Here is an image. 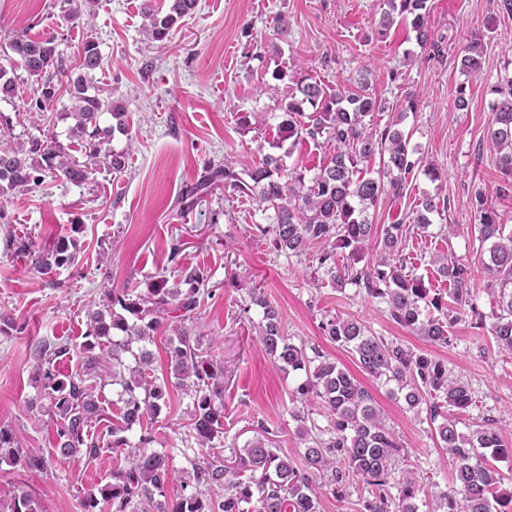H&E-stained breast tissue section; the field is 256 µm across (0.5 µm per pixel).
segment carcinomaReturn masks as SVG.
Returning a JSON list of instances; mask_svg holds the SVG:
<instances>
[{
	"label": "carcinoma",
	"instance_id": "cac0c4a2",
	"mask_svg": "<svg viewBox=\"0 0 512 512\" xmlns=\"http://www.w3.org/2000/svg\"><path fill=\"white\" fill-rule=\"evenodd\" d=\"M428 3L385 0L378 36L387 35L396 22H406L420 48L444 56L442 46L431 39ZM195 6L196 0H169L163 11L154 8L152 0H143L148 38L164 41ZM8 48L28 74L43 79L35 107L29 111L32 123L48 120L50 106L62 95L69 96L73 106L68 115L74 120L69 135L81 141L85 160L62 152L46 138L33 137L13 146L1 143L0 191L27 190L48 178L80 185L88 180L96 159L103 160L113 173H123L129 150L118 151L110 144L117 134L132 140L130 125L125 108L102 97L101 89L93 85L94 72L102 64L95 38L83 40L78 63L71 69L57 50L53 34L32 38L17 33ZM486 50L485 39L468 40L460 56L461 70L479 74ZM17 88L16 77L1 66L0 96L12 97ZM486 94L493 97L487 146L495 151V165L502 175L499 194L507 196L512 191V72L488 84ZM277 107L282 111L281 121L262 161L241 170L228 161L210 168L183 197L187 205H194L222 183L230 195L273 210L272 223L258 224L256 230L271 237L276 250L299 256L320 248L316 261L332 284L351 283L364 289L367 296L387 304L392 321L433 345H448L449 329L468 311L477 324H483L484 315L471 305V264L451 254L435 259L436 277L448 283L446 295L432 292L424 277L406 266L407 243L415 231L428 228L434 216L446 211L447 199L425 192L408 221L380 226L371 219L370 212L387 198L406 194L408 179L416 169L424 168L433 183L442 179L437 167L423 161L419 147L412 143L413 132L401 126L404 115L383 127L366 122L390 105L370 90L364 78L347 90L305 77L296 83V92L277 101ZM105 113L112 116V124L102 127L100 117ZM306 139L322 141L331 154L309 185L304 174L284 165V158ZM376 158L379 167L369 169ZM472 195L480 242L489 244L479 252L478 262L489 277L488 290L498 293L492 335L499 348L512 354V233L504 235L502 214L487 203L481 188H473ZM374 242L379 254L357 267ZM5 247L28 254L40 274H50L76 258L75 243L65 239L37 248L9 233ZM180 276L184 290L170 289L164 281L136 296L128 289L105 290L99 309L88 314L79 364L62 379L54 373L53 363L68 355L70 346L49 340L36 346L34 379L42 388L44 411L56 427L58 452L92 460L107 448L119 458L112 480L83 501L84 512H318L315 480L322 475L328 477L327 487L339 496L347 486L362 484L363 512H419L415 499L420 487L409 473L394 476L393 465L402 447L384 423L372 393L347 369L318 352L310 357L303 345L291 342L278 309L259 296L254 299L263 309L259 342L282 371L303 375L293 400L325 408L331 418L329 436L313 433L305 426V416L295 410L292 417L300 422L298 434L304 441L301 467L273 450L269 430L262 423L257 424L256 437L244 453L231 462L209 449L224 430V363L185 326L209 295L201 288L203 275L185 269ZM423 301L438 315L423 317ZM171 316L176 324L166 348L170 377L164 379L153 373L147 345ZM323 329L332 342L351 353L364 373L394 385L392 394L403 399L408 409L426 405L441 447L456 460L455 489L434 493L437 507L431 512H512V492L503 488L506 477L494 465L512 457V445H507L490 419L462 432L449 417L448 408L465 410L472 405L468 383L454 377L443 360L374 336L355 320L336 316ZM105 376L120 387L122 402L112 419V442L106 444L90 434L91 423L107 417L96 395L98 381ZM174 386L187 389L192 397L191 427L202 447L190 467L179 472L171 468L166 454L150 448L152 421ZM135 425L145 431L133 442L124 432ZM15 442L13 430L0 426V459L27 470L45 468L44 458L23 452ZM175 481L180 492L172 497L169 486ZM394 483L396 497L391 494ZM5 512H40V508L31 494L20 492L11 497Z\"/></svg>",
	"mask_w": 512,
	"mask_h": 512
}]
</instances>
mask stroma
Instances as JSON below:
<instances>
[{
  "label": "stroma",
  "mask_w": 512,
  "mask_h": 512,
  "mask_svg": "<svg viewBox=\"0 0 512 512\" xmlns=\"http://www.w3.org/2000/svg\"><path fill=\"white\" fill-rule=\"evenodd\" d=\"M141 4L97 0L89 22L67 17L82 8L83 0H0V66L15 68L19 84L15 96L0 99V112L15 117L17 141L41 132L28 114L38 82L18 68L7 47L17 32L54 33L70 66L85 34L93 33L102 55L96 79L104 93L126 107L132 126L131 137L119 135L112 143L130 151L123 173L99 165L80 185L49 179L32 190L0 196V237L10 232L39 247L60 238L76 244L75 262L49 275L38 274L28 255L0 246V317L10 321L0 328V426L14 431L24 451L46 460L40 471L0 460V498L23 489L40 501L42 512H83L85 494L111 476L112 454L105 451L90 461L57 453L56 429L39 404L31 350L42 340L80 346L87 311L104 290L143 293L161 280L177 288L183 268L204 272L210 290L191 330L220 344L227 368L224 434L213 442L225 455L241 452L260 421L274 432L279 453L297 460L304 448L290 415L300 378L282 372L262 350V309L252 302L256 290L279 310L294 343L347 368L373 394L403 446L395 471L411 472L421 486L433 482L445 490L454 464L426 413L407 409L330 341L322 329L330 317L357 320L374 335L447 362L473 392L474 403L461 424L494 420L512 443V354L491 335L496 300L485 273H476L472 282V303L484 316L483 326L463 317L453 325L449 344L433 347L393 323L383 301L351 284L338 288L323 282L311 255L275 250L257 230L270 223L271 212L225 196L220 186L193 206L180 202L210 166L229 159L241 169L262 159L280 116L268 85L286 95L299 78L312 76L352 87L364 71L376 95L390 103L382 120L404 113L413 144L442 173L435 184L416 170L406 196L385 201L375 210L374 223L406 219L423 193L439 192L448 210L409 242L408 265L429 281L437 255L471 262L479 246L473 187L483 189L512 229V196H499L501 176L486 147L492 110L485 93L512 60V17L498 12L496 0H430L432 35L445 49L436 59L417 47L403 25L378 39L384 0H198L162 46L148 40ZM279 17L288 25L287 36L276 31ZM473 35L487 36L488 50L479 75L469 77L461 72L458 56ZM462 83L470 88V103L459 110L455 89ZM410 93L417 94L418 107L407 113L403 100ZM446 224L458 225L457 234H445ZM175 241L181 251L173 260L169 248ZM190 408L189 394L171 388L154 425V449L167 453L178 470L199 449L189 431Z\"/></svg>",
  "instance_id": "obj_1"
}]
</instances>
